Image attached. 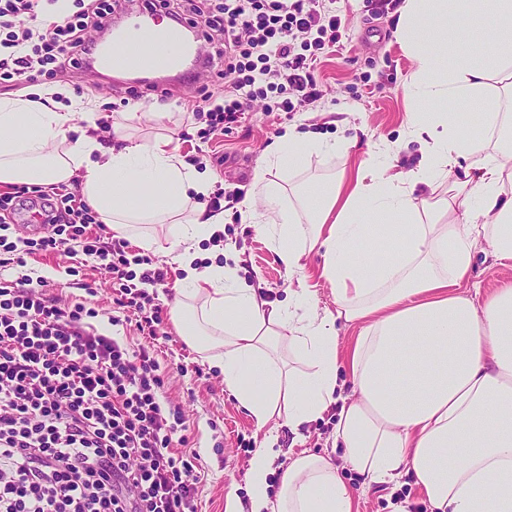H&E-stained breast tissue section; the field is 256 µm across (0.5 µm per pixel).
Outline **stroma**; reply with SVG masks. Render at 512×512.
<instances>
[{
    "label": "stroma",
    "mask_w": 512,
    "mask_h": 512,
    "mask_svg": "<svg viewBox=\"0 0 512 512\" xmlns=\"http://www.w3.org/2000/svg\"><path fill=\"white\" fill-rule=\"evenodd\" d=\"M335 7L346 17L347 31L343 49L323 55L318 66L322 99L307 111L290 114L269 115L262 106H254L247 120L231 133L208 141L199 138L198 127L184 108L188 101L198 99V84L176 87L165 99L151 94L132 101L128 98V85L75 71L66 76L60 88L65 94L77 91L82 97L95 100L99 119L125 120L129 132L140 141H150L168 129L177 130L184 159H196L197 169L210 170L214 183L228 190H250L254 172L264 166L274 139L289 125L301 121L325 139L340 142L355 135L359 141L348 150L312 155L298 170L273 173V180L281 185L301 187L321 178L354 175L356 160L367 158L370 146L383 142L397 144L398 167L411 169L420 148L404 135L410 104L403 85L414 63L393 36L396 17L391 13L370 17L365 0H337ZM336 112L346 113L347 122L333 123ZM224 237L236 246L239 277L265 288L271 300L285 299L288 279L259 225L233 213L224 226ZM26 270L44 276L53 295L96 309L94 323L102 332H117L127 337L132 346L154 349L164 381L163 395L181 405L188 447L200 456L197 512H225L231 494L246 498L249 459L266 433H274L279 439L282 454L276 464L280 467L288 464L287 451L307 448L315 452L329 447L337 408H330L322 420L305 426L299 438L283 424L272 423L267 430H259L226 388L223 375L211 367L205 353L184 341L172 318H165L153 339L140 336L132 325L113 328L109 322L114 298L112 281L98 258L80 254L70 259L38 252L28 256L26 268L17 267L0 275L12 280ZM509 285L512 265L495 263L487 245H478L472 277L463 284V292L475 289L485 298ZM340 474L354 492V512H397L404 502L412 512H428L427 504L409 479L365 489L349 464H341Z\"/></svg>",
    "instance_id": "stroma-1"
}]
</instances>
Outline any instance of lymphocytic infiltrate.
I'll use <instances>...</instances> for the list:
<instances>
[{"label":"lymphocytic infiltrate","instance_id":"1","mask_svg":"<svg viewBox=\"0 0 512 512\" xmlns=\"http://www.w3.org/2000/svg\"><path fill=\"white\" fill-rule=\"evenodd\" d=\"M0 0V81L52 85L80 69L115 0ZM175 19L200 22L224 60L192 103L206 135L232 130L255 102L300 112L319 99L317 53L339 46L345 26L327 0H160ZM52 228L11 240L20 211ZM100 217L61 187L32 201L29 189L0 194V268L26 266L27 248L105 260L116 293L112 325L155 335L164 310L143 284L163 286L168 268L129 255L127 241L103 249L87 234ZM80 237L71 247V237ZM96 312L64 304L43 279L0 280V512H196L199 475L181 447L184 414L165 402L151 348L132 347L93 324Z\"/></svg>","mask_w":512,"mask_h":512}]
</instances>
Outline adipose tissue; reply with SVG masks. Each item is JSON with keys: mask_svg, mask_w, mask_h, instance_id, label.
<instances>
[{"mask_svg": "<svg viewBox=\"0 0 512 512\" xmlns=\"http://www.w3.org/2000/svg\"><path fill=\"white\" fill-rule=\"evenodd\" d=\"M394 35L414 61L406 135L421 145L416 167L398 169L386 144L377 162H359L354 181L291 199L261 168L238 204L269 232L296 283L278 304L236 268L206 262L202 243L222 255L234 247L214 244L224 215L204 203L211 179L185 163L172 137L105 143L75 124L96 112L92 100L0 98L1 184L78 181L104 223L146 251L164 249L146 225L176 220L183 278L173 319L257 426L279 418L297 434L338 406L331 447L289 458L283 470L278 439L267 435L249 462L247 503L228 498L226 512H353L338 450L364 487L412 476L429 512H512V286L483 301L459 292L479 243L512 262V147L488 152L493 136L512 130V0H403ZM434 41L449 44L448 61ZM457 103L480 112L479 131L462 126ZM336 148L292 127L269 167L293 171ZM439 183L448 196L431 201ZM314 252L332 312L317 311L306 283ZM340 319L363 324L345 366ZM344 368L356 397L340 404Z\"/></svg>", "mask_w": 512, "mask_h": 512, "instance_id": "ef3b65f1", "label": "adipose tissue"}]
</instances>
